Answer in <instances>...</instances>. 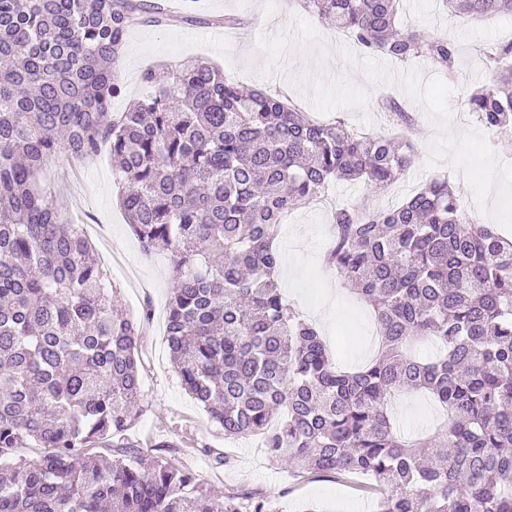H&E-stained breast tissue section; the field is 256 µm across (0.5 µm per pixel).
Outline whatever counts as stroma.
<instances>
[{
	"label": "stroma",
	"instance_id": "obj_1",
	"mask_svg": "<svg viewBox=\"0 0 512 512\" xmlns=\"http://www.w3.org/2000/svg\"><path fill=\"white\" fill-rule=\"evenodd\" d=\"M203 16L236 14L247 19L251 38L213 26H159L145 22L128 34L134 56L125 58L124 90L113 98L114 112L140 99L146 69L198 59L220 66L240 84L280 90L321 120L340 119L348 129L399 134L378 107L388 95L405 104L410 136L418 147L414 167L378 197L390 206L434 175L448 176L461 191L468 216L512 235V130L486 129L463 105L466 92L487 81L473 44L512 41V18L462 19L439 10L435 0H401L400 18L428 36L451 35L461 47L455 75L429 62L400 64L362 53L335 28L305 12L293 0H192ZM464 164H449L456 148ZM55 192L66 220L93 226L102 241L101 256L116 260L108 278L116 285L125 311L139 317L151 301L150 324L141 340L144 407L130 437L141 450L158 453L191 469L201 486L219 496L246 494L276 512H377V495L353 490L332 474H298L273 464L260 437L226 440L222 429L183 389L166 341V308L172 282L168 253L145 255L133 235L118 198L121 185L112 170L109 147L72 169L63 160L49 162L40 175ZM331 237L325 205L313 204L285 218L277 239L281 255L297 247L306 255L296 273H283L279 286L286 300L319 330L338 362L365 365L377 348L370 307L324 265ZM402 431L431 436L443 411L427 396H403L395 403ZM227 456L217 464L215 454Z\"/></svg>",
	"mask_w": 512,
	"mask_h": 512
}]
</instances>
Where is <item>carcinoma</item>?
<instances>
[{
	"label": "carcinoma",
	"instance_id": "1",
	"mask_svg": "<svg viewBox=\"0 0 512 512\" xmlns=\"http://www.w3.org/2000/svg\"><path fill=\"white\" fill-rule=\"evenodd\" d=\"M365 54L453 74L448 37L400 25V0H297ZM455 16L512 17V0H439ZM145 0H0V512H264L217 500L188 469L130 444L90 453L142 411L144 321L123 315L93 243L37 173L110 145L120 206L147 254L169 252L166 336L187 394L270 460L365 476L378 512H512V239L472 224L441 175L396 206L338 203L326 264L374 311L375 358L343 371L285 300L280 218L340 181L389 188L414 164L407 135L360 136L203 61L142 75L150 93L112 117L118 65ZM491 71L466 105L512 126V42L476 49ZM440 346L432 361L408 347ZM449 413L423 441L397 430L394 394ZM44 449L31 463L18 448Z\"/></svg>",
	"mask_w": 512,
	"mask_h": 512
}]
</instances>
